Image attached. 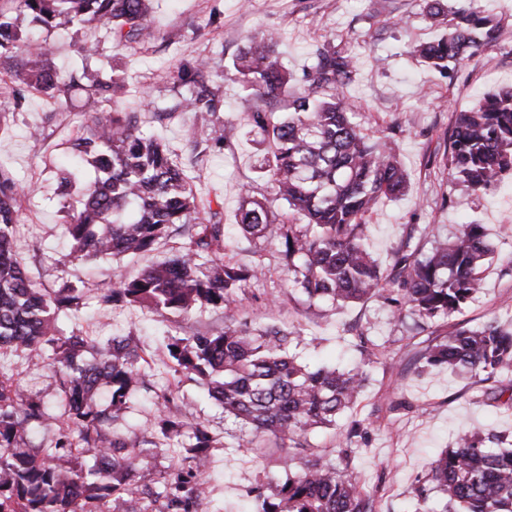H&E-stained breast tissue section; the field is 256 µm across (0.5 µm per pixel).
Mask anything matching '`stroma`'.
Instances as JSON below:
<instances>
[{"mask_svg":"<svg viewBox=\"0 0 512 512\" xmlns=\"http://www.w3.org/2000/svg\"><path fill=\"white\" fill-rule=\"evenodd\" d=\"M481 5L498 21L499 40L447 74L406 53L409 43L437 35L423 16L425 0H155L149 16L154 35L145 44L117 47L95 28L31 37L32 46H46L56 65L66 70L78 63V45L97 43L125 80L126 92L117 107L135 113L173 110V117L147 124L145 130L176 150L184 145L181 127L190 115L176 111L177 99L167 90L169 73L183 61L208 63L223 92V115L237 124L238 134L224 148L206 147L196 192L202 200L224 203L225 255L261 270L238 294L234 317L254 329L275 324L297 332L296 352L311 367L355 364L363 335L378 345L381 354L357 403L336 425L312 431L307 450L311 457L334 456L346 430L359 426L364 444L355 472L372 494L375 512H412L415 490L433 458L459 434H496L512 441V410L489 398L488 383L445 368H425L419 361L420 353L457 323L476 328L512 315V176L475 192L449 181L443 166L454 112L472 107L483 93L512 85V0H481ZM261 30L281 34L282 62L299 86L308 83L311 53L317 47L355 53L356 71L345 93L355 106L357 122L373 136L399 127L395 148L409 178L408 191L381 200L365 217L368 249L381 270L389 269L407 239L428 246L434 238L453 237L460 225H484L495 254L484 273L482 292L462 314L412 330L381 297L336 308L309 301L289 283L277 244L236 236L233 227L243 192L269 193L246 124L244 93L233 79V59L243 35ZM113 107L103 102L82 113L27 91L0 104V167L10 172L20 193L16 249L41 288L52 292L70 284L85 291V308L60 315L64 332L96 343L130 335L148 360L146 385L131 393L116 427L139 454L138 484L163 481L181 463L180 452L154 446L152 427L172 391L187 421L204 424L213 438L201 466L212 505L225 512H248L254 487L275 494L285 476L282 461L288 446L272 438L250 441L247 431L225 416L198 381L173 373L163 348L169 334L184 337L223 329V310L204 307L182 317L107 308L98 302L99 288L113 268L137 274L185 247L186 237L172 234L135 257L91 261L74 259L63 231L66 217L56 194V169L75 165L68 147L84 120L106 118ZM33 126L41 127L40 139L29 137ZM1 375L43 398L53 416L61 415L59 382L47 367L30 364L23 354L7 353L0 356Z\"/></svg>","mask_w":512,"mask_h":512,"instance_id":"obj_1","label":"stroma"}]
</instances>
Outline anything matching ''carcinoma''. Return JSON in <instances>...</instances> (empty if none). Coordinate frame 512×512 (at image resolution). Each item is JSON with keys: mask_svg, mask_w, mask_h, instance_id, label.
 I'll list each match as a JSON object with an SVG mask.
<instances>
[{"mask_svg": "<svg viewBox=\"0 0 512 512\" xmlns=\"http://www.w3.org/2000/svg\"><path fill=\"white\" fill-rule=\"evenodd\" d=\"M151 10L152 0H0V60L13 58L29 26L49 36L93 24L117 46L144 43L152 36ZM426 18L445 25L446 33L410 44L408 54L436 70L449 71L499 38V25L480 0H428ZM278 43L274 32L249 34L233 61L247 92L248 124L260 136L258 144L267 145L260 169L274 200L284 206L278 213L266 199L246 195L236 215L242 238L278 242L292 286L310 300L342 306L384 295L418 326L462 312L481 292L483 268L492 261L483 225L463 224L451 240L434 241L426 253L408 241L389 271H381L367 250L363 218L381 198L406 190L392 136H370L354 120L343 92L354 70L351 54L317 49L310 84L297 89L278 60ZM78 56L81 66L66 80L48 49L28 53L9 68L0 96L14 97L24 85L62 104L79 97L91 109L124 92V79L93 65L96 47L83 43ZM170 80L175 89L189 86L179 101L192 115L186 146L195 151L204 142L222 145L235 137V125L217 115L221 90L205 62L178 68ZM279 97L287 101L285 111L269 110L266 102ZM71 152L97 172L73 210L70 194L79 175L57 170L75 258L136 256L175 229L189 231L185 251L134 276L113 274L99 302L185 315L204 306L224 309L229 324L220 331L164 338L173 370L200 379L209 397L255 438L287 440L303 449L309 431L336 425L364 388L366 366L378 358L375 344L359 337L362 359L356 367L310 368L292 351L298 340L293 332L233 323L237 291L259 269L224 260L222 207L199 202L181 154L142 131L131 115L114 112L92 121L73 139ZM445 169L448 179L475 191L512 171V87L455 113ZM17 196L12 175L0 169V353L21 351L55 366L66 419L53 443L27 447L32 427L49 425L53 416L41 398L0 377V512H110L109 497L117 492L123 494L124 512H210L200 466L211 437L206 427L183 418L173 398L154 433L163 442L181 439L183 466L155 486L133 483L136 455L110 425L143 383L146 359L133 338L120 336L99 347L97 360L78 361L88 341L74 332L63 335L56 321L82 309L85 292L66 285L48 294L28 275L12 237ZM420 360L486 380L512 378V330L496 319L476 328L460 326L427 347ZM101 387L111 389L108 408L94 400ZM358 436L351 429L335 459L288 456L275 496L256 492L257 512H373L355 475ZM91 448L94 460L87 464L83 454ZM427 481L446 498L441 512H512V449L488 447L463 433L436 457Z\"/></svg>", "mask_w": 512, "mask_h": 512, "instance_id": "carcinoma-1", "label": "carcinoma"}]
</instances>
